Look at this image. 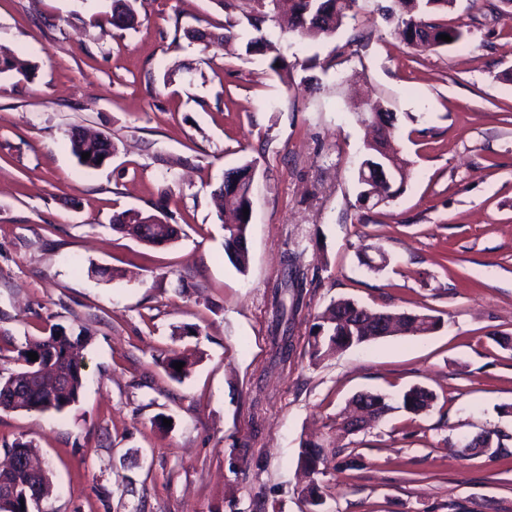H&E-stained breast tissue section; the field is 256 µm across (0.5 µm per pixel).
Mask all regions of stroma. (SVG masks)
Returning <instances> with one entry per match:
<instances>
[{"instance_id": "stroma-1", "label": "stroma", "mask_w": 512, "mask_h": 512, "mask_svg": "<svg viewBox=\"0 0 512 512\" xmlns=\"http://www.w3.org/2000/svg\"><path fill=\"white\" fill-rule=\"evenodd\" d=\"M388 4L357 0L329 39L266 25L250 53L247 22L224 43L216 0H139L124 32L98 24L110 0H0V46L36 67L0 74V370L51 328L90 334L76 404L0 413V458L29 441L50 472L32 512H310L312 443L328 451L322 512H512V456L457 452L512 436V349L497 342L512 335V19L501 0H456L436 20L461 38L422 50ZM362 99L396 113L390 142L410 162L376 207L359 200ZM75 125L111 137L108 163H77ZM246 162L242 273L213 192ZM129 208L171 217L178 239L112 230ZM289 264L306 280L282 366L270 293ZM340 299L444 325L313 359ZM176 353L191 363L179 381ZM414 385L436 396L417 415L400 407ZM363 391L391 411L339 431Z\"/></svg>"}]
</instances>
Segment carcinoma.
<instances>
[{"label": "carcinoma", "instance_id": "1", "mask_svg": "<svg viewBox=\"0 0 512 512\" xmlns=\"http://www.w3.org/2000/svg\"><path fill=\"white\" fill-rule=\"evenodd\" d=\"M224 8L226 25L224 38L233 37V18L244 19L260 33L263 25L269 22H279L277 12L280 0H218ZM291 7L286 20V29L301 37H328L351 17L356 0H289ZM455 0H399L402 12L398 24L407 44L422 49L447 47L449 43L439 39L446 34L457 41L460 32L446 25L435 22L434 15L453 6ZM128 15L125 21H114L115 9H110L104 15L103 22L118 31L136 28L138 24L137 0H128ZM35 66L20 59L11 52H0V73L16 72L25 77L31 75ZM370 112L367 119L378 122L386 128L394 127L395 114L368 105ZM69 149L78 163L87 168L96 167V151L104 148V144L81 142L68 135ZM385 144L376 140L366 146L361 167L358 168L357 181L361 186L360 197L367 192L375 191L378 196L390 202L403 191V184L392 183L380 188H374L370 179L374 178L372 167L381 164L391 168L404 167L406 160L389 157L383 152ZM90 153L86 160L82 153ZM254 165L246 162L225 173V177H235L240 183L238 195L231 211L218 216L224 224V246L230 262L240 271H246L249 263L246 246L247 231L250 218L244 217L243 209H252V184ZM151 214L135 209L125 210L112 217V229L134 235L132 224H141L148 220ZM304 277L296 272L273 289L271 304L276 312L273 325L272 340L276 345L279 360L288 362V346L291 345L288 336L286 298L292 296V303L298 304L303 294ZM360 305L350 300H338L330 304L321 315V320L315 325L312 340L309 341L311 356L319 359L333 352H339L352 346L377 339L373 323L364 320L357 325L351 323V316ZM443 320L439 316L423 315L417 319L415 314H401L396 321L394 331L407 333L412 336H423L441 328ZM83 332L74 337L62 328L51 329L49 335L28 339L16 349L14 363L16 367L7 374L0 375V395L15 391L14 396L0 399V411L3 412H45L54 410L61 412L75 404L82 392L84 376L82 359L79 354ZM38 354V360L32 361L28 353ZM435 397L431 391L421 386H413L402 396V405L410 413L418 414L433 406ZM300 462L311 475L320 473L319 466L323 463V449L320 446H306L301 451ZM0 483L9 487L14 497L0 505V512H31L34 505L47 496L51 489L50 474L39 477L32 475L21 466L0 470Z\"/></svg>", "mask_w": 512, "mask_h": 512}]
</instances>
